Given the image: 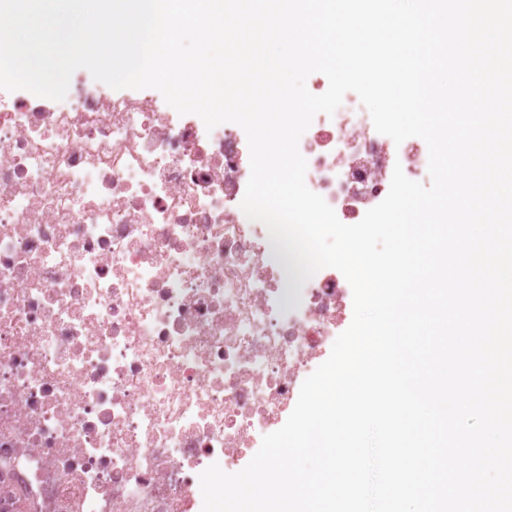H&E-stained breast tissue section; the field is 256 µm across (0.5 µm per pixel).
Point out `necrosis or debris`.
Masks as SVG:
<instances>
[{
	"instance_id": "4bbe7bcc",
	"label": "necrosis or debris",
	"mask_w": 512,
	"mask_h": 512,
	"mask_svg": "<svg viewBox=\"0 0 512 512\" xmlns=\"http://www.w3.org/2000/svg\"><path fill=\"white\" fill-rule=\"evenodd\" d=\"M347 225L428 148L343 101L299 140ZM244 130L87 78L0 93V512H202L349 325L334 268L297 285L241 208Z\"/></svg>"
}]
</instances>
